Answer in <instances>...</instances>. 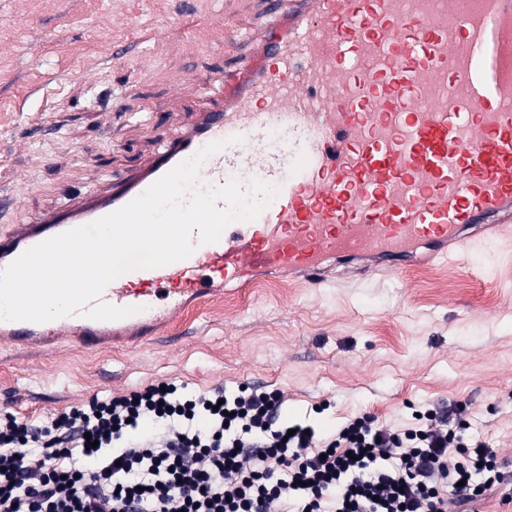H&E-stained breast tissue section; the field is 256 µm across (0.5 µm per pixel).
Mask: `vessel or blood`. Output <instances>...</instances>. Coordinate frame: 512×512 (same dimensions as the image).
I'll use <instances>...</instances> for the list:
<instances>
[{
    "label": "vessel or blood",
    "mask_w": 512,
    "mask_h": 512,
    "mask_svg": "<svg viewBox=\"0 0 512 512\" xmlns=\"http://www.w3.org/2000/svg\"><path fill=\"white\" fill-rule=\"evenodd\" d=\"M262 2L275 19L251 34L220 98L122 185L0 233V270L123 207L215 141L224 147L199 184L257 179L278 187L275 199L188 258L111 282L102 301L135 314L0 321L1 350L139 346L222 285L296 275L319 288L329 263L366 257L396 274L416 248L462 257L512 219V0H297L287 12Z\"/></svg>",
    "instance_id": "vessel-or-blood-1"
}]
</instances>
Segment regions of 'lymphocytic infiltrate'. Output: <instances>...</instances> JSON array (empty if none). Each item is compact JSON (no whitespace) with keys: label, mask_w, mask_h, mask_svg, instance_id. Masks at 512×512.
<instances>
[{"label":"lymphocytic infiltrate","mask_w":512,"mask_h":512,"mask_svg":"<svg viewBox=\"0 0 512 512\" xmlns=\"http://www.w3.org/2000/svg\"><path fill=\"white\" fill-rule=\"evenodd\" d=\"M281 406L261 385L170 381L40 422L0 416V512H475L504 480L460 402L408 428L362 412L330 437L289 428Z\"/></svg>","instance_id":"1"}]
</instances>
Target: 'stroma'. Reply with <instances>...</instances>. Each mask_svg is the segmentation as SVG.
I'll use <instances>...</instances> for the list:
<instances>
[{"mask_svg":"<svg viewBox=\"0 0 512 512\" xmlns=\"http://www.w3.org/2000/svg\"><path fill=\"white\" fill-rule=\"evenodd\" d=\"M272 16L256 0H0V233L133 174L204 102ZM186 93L173 103L177 86ZM454 259L321 288H253L151 342L98 354L0 352V413L38 421L168 379L186 391L280 390L284 418L330 435L368 412L468 409L512 472V223Z\"/></svg>","mask_w":512,"mask_h":512,"instance_id":"stroma-1","label":"stroma"}]
</instances>
